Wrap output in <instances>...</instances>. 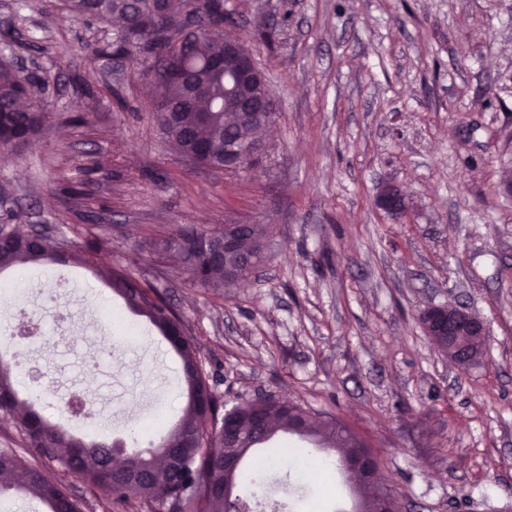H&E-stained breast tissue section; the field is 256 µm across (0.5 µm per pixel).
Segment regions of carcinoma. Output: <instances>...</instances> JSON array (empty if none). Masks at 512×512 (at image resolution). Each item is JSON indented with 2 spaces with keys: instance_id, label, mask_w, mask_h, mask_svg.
<instances>
[{
  "instance_id": "carcinoma-1",
  "label": "carcinoma",
  "mask_w": 512,
  "mask_h": 512,
  "mask_svg": "<svg viewBox=\"0 0 512 512\" xmlns=\"http://www.w3.org/2000/svg\"><path fill=\"white\" fill-rule=\"evenodd\" d=\"M77 17L94 16L107 23L124 15L129 25L112 42L98 45V56L122 55L141 67V75L156 90L157 123L165 141L184 159L207 167L224 161V150L239 148L259 136L260 130L240 127L235 116L221 108L224 79L215 78L203 62L223 44L221 28L234 23L228 0H158L145 13L133 0H68ZM24 81L0 64V144L36 139L48 116L40 109L21 106ZM14 244L0 248V272L46 263L88 265L102 245L86 239L84 249L68 250V241L38 233H14ZM262 224L205 225L173 233L161 242L165 253L180 259L179 270L191 283L204 288H229L243 270L240 258L263 241ZM112 291L126 308L147 317L177 354L182 366L185 406L177 423L167 429L154 448L124 454V478L112 482L111 504L125 512H237L240 497L224 495L223 464L244 459L277 434L296 436L309 445L310 467L327 483L336 470L357 475L356 492L364 512L387 509L381 499L382 471L368 442L341 420H318L304 407L272 395L258 396L232 408L239 435L226 439L218 425L224 420L213 386L214 375L203 369L194 337L178 310L153 284L128 267H115ZM465 357L483 355L486 339L462 336ZM10 360L0 358V415L10 418L23 447L56 462L92 485L105 481L116 444L87 443L57 429L32 404L22 411ZM20 493L53 508V500H69L70 512H80L67 491L29 465L14 448H0V494Z\"/></svg>"
}]
</instances>
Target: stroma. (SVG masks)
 I'll return each instance as SVG.
<instances>
[{"label": "stroma", "instance_id": "stroma-1", "mask_svg": "<svg viewBox=\"0 0 512 512\" xmlns=\"http://www.w3.org/2000/svg\"><path fill=\"white\" fill-rule=\"evenodd\" d=\"M236 35L277 105L261 171L199 168L161 138L149 84L98 57L115 26L65 0H0V63L49 111L43 133L0 158V225L104 243L93 267L0 274L45 290L76 340L50 337L27 360L66 365L108 425L69 418L18 390L60 430L134 450L133 422L174 425L181 363L144 316L113 295L122 264L169 296L218 399L273 394L342 419L378 452L402 512H512V0H230ZM273 39H266V29ZM409 204L377 208L382 183ZM262 224L246 281L192 284L159 238L191 225ZM466 302L489 328L462 368L425 336L426 306ZM49 479L102 512L107 494L33 456ZM352 482L310 483L299 512H351Z\"/></svg>", "mask_w": 512, "mask_h": 512}]
</instances>
